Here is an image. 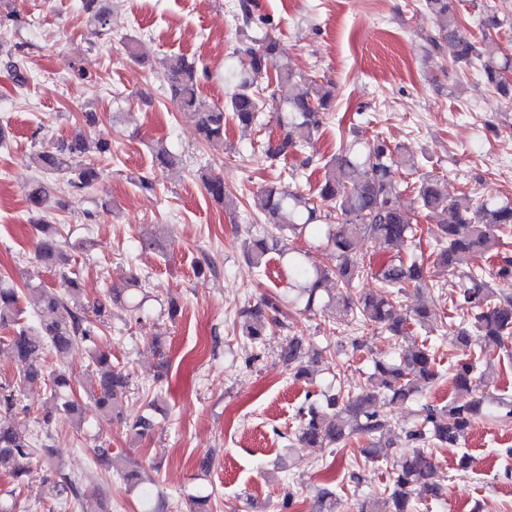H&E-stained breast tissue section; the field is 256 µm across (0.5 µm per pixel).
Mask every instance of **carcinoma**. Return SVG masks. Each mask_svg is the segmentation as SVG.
Segmentation results:
<instances>
[{"label": "carcinoma", "instance_id": "1", "mask_svg": "<svg viewBox=\"0 0 512 512\" xmlns=\"http://www.w3.org/2000/svg\"><path fill=\"white\" fill-rule=\"evenodd\" d=\"M103 2L83 0L82 4L87 23L98 35H106L110 30V14ZM422 8L434 20V28L424 32L428 51L447 58L451 66L464 73L479 67L482 81L501 98L512 102V82L505 77L512 72V56L504 53L497 59L487 45L492 32L500 30L508 17L494 6L487 7L480 20L481 39L476 40L467 32L457 0H423ZM239 10V34L246 46L242 48L241 69L235 74L236 83L225 106L210 103L199 95L200 74L195 63L178 55L163 61L171 100L195 118L200 137L208 143L224 141V111L233 113L238 124L248 130L267 105L284 104L288 115L278 118L283 136L268 145L267 155L273 159L286 158L314 144L322 114L332 108L335 93L330 84L315 80L310 81L311 90L307 93H292L296 76L288 67L278 64L277 40L268 34L262 38L250 35L254 18L248 0H240ZM263 76L268 77V82L260 88L257 79ZM110 153L111 139L99 136L89 140L79 135L58 146L42 148L31 161L41 173L61 177L67 187L82 190L99 179L94 160L86 162L84 158ZM179 161L166 145L161 143L155 148L157 167L171 168ZM394 165L412 171L418 167V161L399 153L377 136L365 146L350 144L330 159L320 160L322 178L314 193H302L282 181L268 183L257 193L258 206L279 235L253 239L247 251L253 267H266L267 254L282 241L280 233H301L323 218L334 219L327 224L326 243L336 252L335 268H312L299 253L289 259L297 288L306 297L305 308L309 310L315 305L323 282L331 278L341 300L343 323L386 332L397 349L393 358L374 361L365 389L352 391L338 385L334 391L323 394L322 401L301 408L300 426L294 434L299 448L333 447L359 434L372 440L373 447L366 449V454L375 459L380 452L378 445L390 433V420L374 409L376 394L383 392L391 402H404L423 395L439 378L432 349L406 341L411 326L429 325L430 312L425 307H407L402 300L409 290L428 286L430 269L423 259L411 254L406 259L390 256L373 272L356 254L358 238L368 236L388 251L415 241L419 217L436 224L439 248L432 265L468 281L469 286L461 289L452 306L473 313L470 326L462 328L455 337L456 344L469 350L467 357L456 364L453 374L457 391L476 390V368L488 364L484 348L512 338V295L498 292L488 284L483 270L469 267L472 257L492 251L499 245L500 237L512 234V201L484 200L464 190L450 196L439 188L434 177L426 175L414 186L416 209L405 210L397 204L401 189L390 175ZM197 173L216 204L228 211L237 208V198L226 192L223 179L211 168L202 165ZM26 200L41 233L34 253L36 263L48 269L64 267L69 258L63 250L60 232L45 219L48 198L44 182L37 180L29 185ZM325 206L330 212L323 215ZM369 274L378 281L380 291L350 293L353 281ZM122 298V290L112 289L110 301L95 302V318L90 319L78 282L66 277L60 292L39 289L36 320L29 324L23 321L18 289L0 283V328L10 330L0 345L19 367L18 384H0L1 473L20 478L25 473L26 461L36 452L37 440L26 421L29 411L18 398L20 387L41 380L49 387L53 407L38 419L41 426L49 427L58 414L78 428L84 425L83 410L74 399L64 359L75 345L96 342L98 332L109 320V304ZM278 312V305L270 299L240 310L241 336L252 346L263 343L270 324L281 325ZM47 349L55 354L52 363L43 358ZM280 357L299 379L308 375V364L318 362L323 355L318 352L316 357H308L301 340L290 336L281 347ZM92 362L98 371L95 401L99 417L123 418L129 377L112 367L111 354L105 350L95 349ZM481 405L480 398L464 404L448 403L451 421L447 423L435 407L423 405L420 421L404 430L405 439L415 445L414 450L403 458L383 490L358 504L357 512H409L417 487L432 496L439 495L442 475L427 446L458 445L482 415ZM126 427L132 435L146 437L154 423L141 416L126 422Z\"/></svg>", "mask_w": 512, "mask_h": 512}]
</instances>
